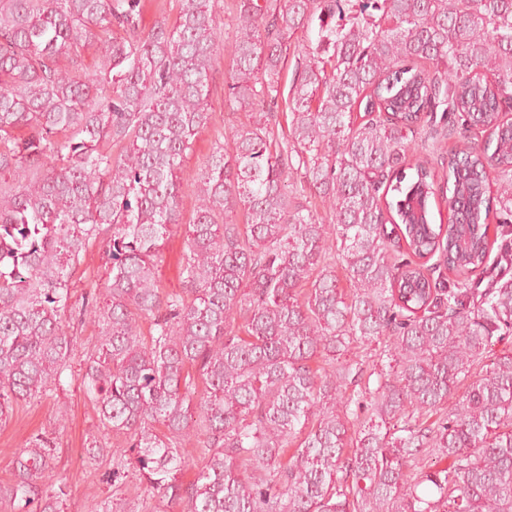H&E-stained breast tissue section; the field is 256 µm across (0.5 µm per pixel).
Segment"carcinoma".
Segmentation results:
<instances>
[{
  "label": "carcinoma",
  "instance_id": "cac0c4a2",
  "mask_svg": "<svg viewBox=\"0 0 512 512\" xmlns=\"http://www.w3.org/2000/svg\"><path fill=\"white\" fill-rule=\"evenodd\" d=\"M343 2L238 0L224 105L248 120L214 139L181 288L163 293L221 59L212 0L148 29L142 0H0V423L62 385V315H90L82 385L118 439L112 478L169 509L512 512V349L495 350L512 277L470 278L494 250L512 264L508 231L489 236L491 214L512 223V0ZM96 243L107 277L76 306ZM53 469L32 436L0 496L62 512ZM102 257L101 250L97 244L90 247L84 255L80 267L76 271L75 280L77 281V288H74L72 293L71 302H81V293L84 292V284L87 280H98L102 273Z\"/></svg>",
  "mask_w": 512,
  "mask_h": 512
}]
</instances>
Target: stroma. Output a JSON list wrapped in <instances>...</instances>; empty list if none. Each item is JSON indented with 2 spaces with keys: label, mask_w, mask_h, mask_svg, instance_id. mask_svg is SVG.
I'll return each instance as SVG.
<instances>
[{
  "label": "stroma",
  "mask_w": 512,
  "mask_h": 512,
  "mask_svg": "<svg viewBox=\"0 0 512 512\" xmlns=\"http://www.w3.org/2000/svg\"><path fill=\"white\" fill-rule=\"evenodd\" d=\"M230 57H223L211 79V119L195 141L179 173L180 209L184 223L190 222L197 207L196 184L199 169L209 154L214 133L231 129L244 120V113L233 114L224 108ZM79 360H72L63 388L51 389L41 397L15 405L6 423L0 424V486L10 483L12 462L27 448L34 433H43L53 441L55 469L52 483L64 486L65 512H92L97 501L119 495L125 512H155L158 503L146 485L127 479L113 486L107 479L112 470L111 457L90 460L85 452L86 438L98 421L81 385Z\"/></svg>",
  "instance_id": "obj_1"
}]
</instances>
